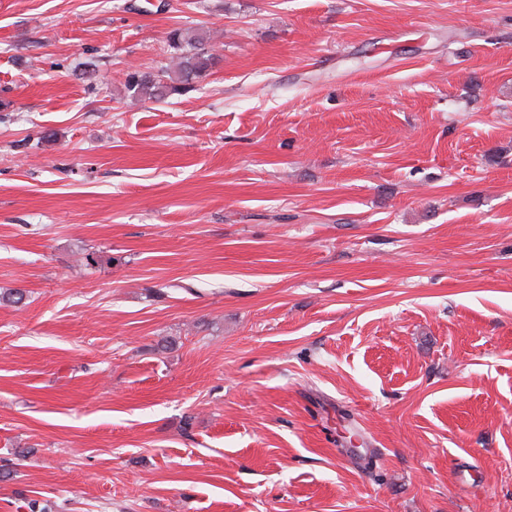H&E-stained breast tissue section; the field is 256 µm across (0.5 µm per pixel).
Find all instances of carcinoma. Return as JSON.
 <instances>
[{"mask_svg": "<svg viewBox=\"0 0 512 512\" xmlns=\"http://www.w3.org/2000/svg\"><path fill=\"white\" fill-rule=\"evenodd\" d=\"M174 56L166 69L152 75L132 72L127 75L125 87L130 97L158 100L187 90L189 80L204 74L212 65L207 54L204 38H187L179 30L169 36Z\"/></svg>", "mask_w": 512, "mask_h": 512, "instance_id": "cac0c4a2", "label": "carcinoma"}]
</instances>
